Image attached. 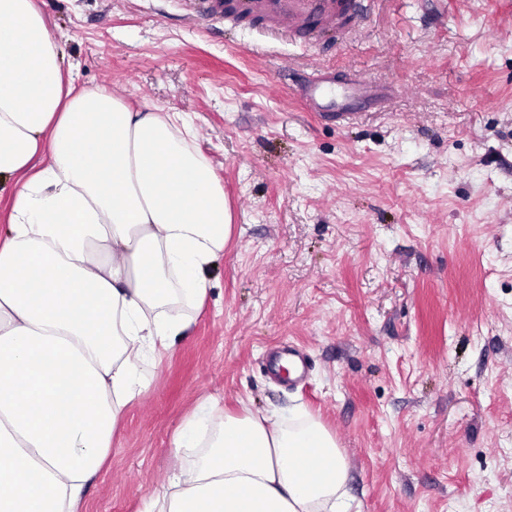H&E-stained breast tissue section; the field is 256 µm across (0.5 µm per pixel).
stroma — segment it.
I'll list each match as a JSON object with an SVG mask.
<instances>
[{
	"mask_svg": "<svg viewBox=\"0 0 512 512\" xmlns=\"http://www.w3.org/2000/svg\"><path fill=\"white\" fill-rule=\"evenodd\" d=\"M39 5L77 87L192 124L234 224L84 512H142L208 396L321 421L360 512H512V0H374L314 42L193 0ZM313 64L369 85L360 117L303 109Z\"/></svg>",
	"mask_w": 512,
	"mask_h": 512,
	"instance_id": "obj_1",
	"label": "stroma"
}]
</instances>
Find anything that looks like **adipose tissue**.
I'll return each mask as SVG.
<instances>
[{
    "mask_svg": "<svg viewBox=\"0 0 512 512\" xmlns=\"http://www.w3.org/2000/svg\"><path fill=\"white\" fill-rule=\"evenodd\" d=\"M0 512H80L142 366L186 336L232 235L176 112L66 78L38 0H0ZM144 512H350L317 419L199 403Z\"/></svg>",
    "mask_w": 512,
    "mask_h": 512,
    "instance_id": "obj_1",
    "label": "adipose tissue"
}]
</instances>
